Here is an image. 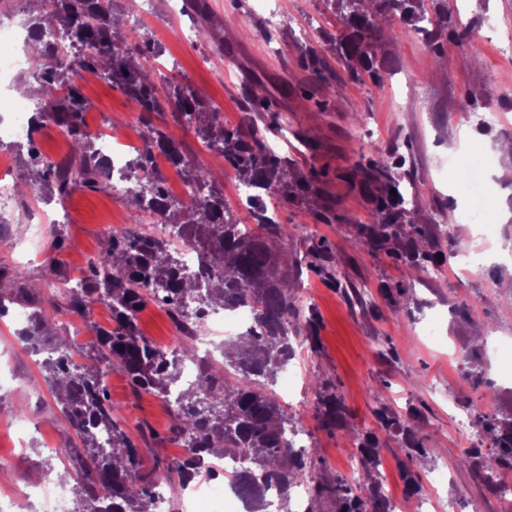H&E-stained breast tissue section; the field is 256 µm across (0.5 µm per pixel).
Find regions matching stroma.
<instances>
[{"label": "stroma", "mask_w": 512, "mask_h": 512, "mask_svg": "<svg viewBox=\"0 0 512 512\" xmlns=\"http://www.w3.org/2000/svg\"><path fill=\"white\" fill-rule=\"evenodd\" d=\"M209 2L204 15L185 9L174 17L168 0H153L147 14L130 7L129 0H119V17L124 25L137 21L149 27L171 64L170 78L222 107L229 127L262 129L281 121V130L268 134V141L276 143L295 168L316 170L321 177L319 195L285 203L278 215L291 229L279 250L288 260L294 291L305 297L319 324L318 349L297 347L285 369L295 379L288 412L315 450L310 468L314 481H342L354 494L365 495L362 470L349 463L356 453V433L372 431L382 443V485L405 494L402 468L412 466L421 479L416 493L421 499L429 493V474L447 469L455 479L440 489L446 505L439 512L452 507L463 512L472 502L479 503L482 512H498L497 495L460 468L465 447L437 391L452 383L448 357H455L461 373L471 372L465 355L473 326L483 327L485 346L512 340V158L492 157L491 253L485 271L468 277L450 270L448 259L460 247L479 248L483 242L455 233L463 200L455 189L457 174L445 170L449 154L472 140L491 146L512 140V53L504 52L498 42L501 34L512 33V0H449V27L468 31L469 37L463 43L448 38L437 54L410 25L396 26L386 45L391 63L381 83L350 80L343 66H336L346 86L324 112L314 106L311 95L316 88L297 65L302 48L322 47L323 32L335 35L340 30L324 0H268V9L276 13L270 25L255 11L253 0ZM204 19L213 27V39L186 43L185 33ZM227 47L236 51L233 60L223 54ZM259 87L275 101V113L245 109L251 90ZM80 89L89 104L87 120L119 123L121 141L141 130L139 112L110 81L97 76L81 82ZM487 110L500 113L497 124L470 122V113ZM157 124L179 143L189 161L232 187L233 171L203 150L195 130L177 113H165ZM375 145L391 150L398 163L405 206L434 244L436 256L428 266L435 277L412 270L406 258L370 252L359 243L362 229L375 222V206L348 174ZM38 200L32 190L20 195L7 224L18 246L0 249V266L24 271L29 293L54 329L78 337L77 363L95 365L92 327L111 326L109 310L97 304L86 316L76 317L61 296H47L44 283L54 256L68 276L86 275L111 231L128 224L129 198L109 190L76 189L62 202L48 203V210L60 217L53 227L63 240L58 252L52 240L36 248L25 239L30 209ZM323 211L329 213L330 223L318 221ZM320 241L336 253L338 283L305 268L309 245ZM397 286L402 296H386V288ZM137 323L153 345L179 349L180 338L166 309L148 304L138 313ZM431 323L439 336L435 346L422 343L420 336ZM480 364L481 385L455 392V399H471L480 410L483 395L492 391L495 411L512 412V382L501 377L504 362L485 356ZM318 376L332 383L342 404L344 421L339 427L322 428L316 416L309 382ZM107 378L108 397L140 450L142 473L163 484L167 469L180 459V442L171 432L172 408L160 395L134 392L121 370H112ZM385 407L416 426L433 452L431 458L408 460L402 434L380 427L377 412ZM74 441L34 356L18 339L10 317L0 318V486L56 482L62 464L51 461L48 451L73 447Z\"/></svg>", "instance_id": "1"}]
</instances>
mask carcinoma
Segmentation results:
<instances>
[{"label":"carcinoma","instance_id":"obj_1","mask_svg":"<svg viewBox=\"0 0 512 512\" xmlns=\"http://www.w3.org/2000/svg\"><path fill=\"white\" fill-rule=\"evenodd\" d=\"M26 2L24 22L30 37L41 44V50L29 57V75L41 96L30 133L49 118L73 143V154L66 163L49 164L37 152L34 139L28 140L29 166L38 178L39 190L49 199L62 200L75 189L112 188L101 175L96 137L85 124L88 106L80 87L68 68L53 65L62 51L78 48L83 53L81 66L109 80L141 114L147 149L137 161V171L129 178L131 187L126 190L133 206L132 223H144L149 212L163 213L168 223L185 233L186 243L208 273L203 284L185 273L179 250L171 241L147 233L130 235L124 229L113 230L107 247L81 280L82 287L65 293L75 314L85 315L95 304L112 312L111 328L94 329L98 365L80 366L73 359L71 343L58 336L45 312L32 304L22 285L24 274L17 268L0 267V281L7 279L17 285L12 293L0 295V315L8 303L31 309L28 324L18 335L27 348L47 352L39 362L44 380L79 441L73 448L59 449L68 463V478L81 487L76 512H153V483L145 482L141 475L139 450L108 399L102 366L123 371L137 392L169 394L184 362L195 360L196 339L194 334H187L181 351L168 357L141 336L136 314L157 297L172 309L193 298L214 312L246 307L253 315L245 332L247 344L232 351L218 350L219 358H209L196 383L179 396L172 433L177 439L189 440L191 457L176 464V476L166 475L170 492L183 488L202 460L237 456L241 463L238 479L251 501V512H266L272 505L267 493L271 483L278 487L280 503L288 505L293 484L312 477L308 467L312 451L297 449L288 439V411L268 386L295 356L292 337L316 349L318 320L313 309L297 304L288 284V263L275 244L288 239L290 231L288 225L266 213L265 198L305 200L321 192L318 174L290 169L288 157L264 148L257 129L224 127L220 109L189 86L167 77L156 80L155 62L162 58L163 50L147 28L139 34L138 45L128 44L126 35L117 29L118 23L109 20L117 0L105 4L102 0ZM326 2L334 6L343 24L341 34L327 39L353 80L365 74L373 83L381 82L388 67L383 41L398 23L413 24L433 50L440 48L446 23L442 16L432 23L424 0ZM52 23L62 27L64 42L44 38V29ZM298 66L323 94L324 100L318 105H326L327 99L340 92L341 84L320 49H302ZM168 111L178 113L208 148L221 151L237 180L254 189L249 213L256 221V233L242 232L212 172L191 164L179 144L153 124V116ZM158 156L175 171L186 172L195 185L198 197L191 204L169 200L163 180L147 177L157 170ZM352 178L376 202V224L362 231L360 244L375 250L401 241L410 265L419 267L429 260L431 242L402 241L410 211L403 207L398 172L389 152L372 147L366 162L356 164ZM309 258V269L337 280L336 255L328 245H312ZM327 388L318 379L312 384L317 416L324 427L331 428L341 417V406ZM378 419L382 428L408 436L410 449L417 455H430L421 438L397 416L381 409ZM473 423L481 436L480 444L491 454L471 448L458 460L459 466L479 477L491 463L512 469V415L500 418L476 410ZM356 439L359 464L367 471L377 464L380 441L371 432L358 433ZM309 495L312 501L325 495L335 498L336 512H389L377 483L366 498L341 483L332 487L317 482Z\"/></svg>","mask_w":512,"mask_h":512}]
</instances>
